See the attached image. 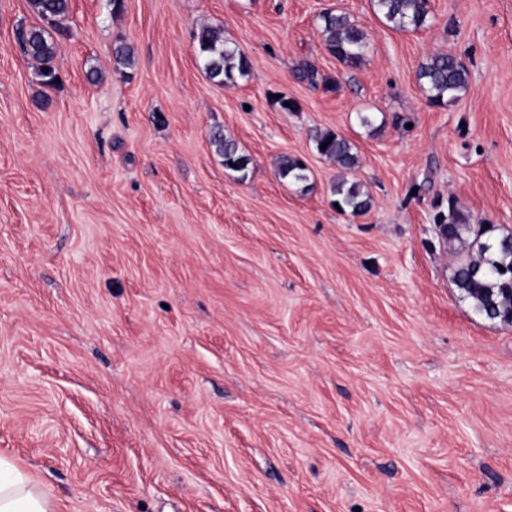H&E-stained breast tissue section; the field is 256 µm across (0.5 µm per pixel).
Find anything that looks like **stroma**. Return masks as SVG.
Here are the masks:
<instances>
[{
  "label": "stroma",
  "instance_id": "obj_1",
  "mask_svg": "<svg viewBox=\"0 0 512 512\" xmlns=\"http://www.w3.org/2000/svg\"><path fill=\"white\" fill-rule=\"evenodd\" d=\"M429 7L409 32L372 0H71L48 87L15 37L38 18L0 0V456L56 512H512V325L462 298L433 224L452 198L512 230V0ZM205 24L249 76L209 78ZM437 51L469 71L450 105L416 79ZM343 175L368 212L336 207ZM320 26L325 46L337 60L352 68L364 62L370 48L368 37L346 14L324 12ZM212 144L215 145L217 152L224 158V167L228 170L242 173V177L246 176L249 159L239 153L236 143L221 132L217 131L212 135ZM237 165V168L233 167ZM328 139H331V142H328ZM325 142H328L326 149H321V145ZM314 143L318 154L336 163L339 169L352 171L359 166L358 154L345 138L332 132L316 133ZM306 170L301 160L295 156L285 154L278 159L279 174L284 178H291L296 183H305L308 180Z\"/></svg>",
  "mask_w": 512,
  "mask_h": 512
}]
</instances>
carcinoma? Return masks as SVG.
Segmentation results:
<instances>
[{"label":"carcinoma","mask_w":512,"mask_h":512,"mask_svg":"<svg viewBox=\"0 0 512 512\" xmlns=\"http://www.w3.org/2000/svg\"><path fill=\"white\" fill-rule=\"evenodd\" d=\"M377 16L402 31H418L430 21L428 0H372ZM32 12L52 29L64 31L63 22L70 12V0H29ZM324 43L329 53L348 67L361 65L369 51L367 35L344 13L327 11L320 16ZM23 52L41 65L44 84L56 81L52 61L56 43L49 30L40 27L21 28L16 34ZM198 56L208 76L222 85L233 84L249 74L248 58L224 40L223 31L209 25L200 27L197 35ZM417 80L427 97L440 105L453 103L469 85V72L457 57L443 52L429 56L417 72ZM318 154L336 163L344 171L359 166V157L348 140L332 132L314 136ZM212 144L224 158V167L245 173L249 159L239 153L236 143L217 131ZM326 148H321V145ZM278 172L296 183L308 180L306 167L295 156L285 154L278 159ZM336 203L341 210L363 214L370 208V198L361 185L343 177L334 187ZM433 223L440 228L438 239L444 244H459L461 251L453 271V281L463 298L472 302L475 312L487 320L512 325V232L491 235L492 226L476 230L470 216L461 210L453 197L439 210Z\"/></svg>","instance_id":"obj_1"}]
</instances>
